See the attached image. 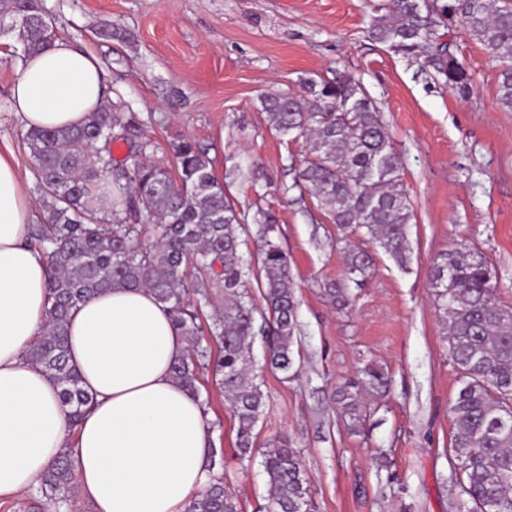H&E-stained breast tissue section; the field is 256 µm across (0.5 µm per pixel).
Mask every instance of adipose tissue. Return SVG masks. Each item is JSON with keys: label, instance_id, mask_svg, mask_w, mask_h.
<instances>
[{"label": "adipose tissue", "instance_id": "obj_1", "mask_svg": "<svg viewBox=\"0 0 512 512\" xmlns=\"http://www.w3.org/2000/svg\"><path fill=\"white\" fill-rule=\"evenodd\" d=\"M103 66L66 39L26 57L10 89L23 127H74L104 100ZM30 207L14 154L0 153V497L38 486L67 442L95 512H187L210 481L202 398L172 377L187 350L144 288L74 309L68 355L95 402L71 424L58 384L27 357L48 321L47 258L29 245Z\"/></svg>", "mask_w": 512, "mask_h": 512}]
</instances>
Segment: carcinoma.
I'll list each match as a JSON object with an SVG mask.
<instances>
[{
    "mask_svg": "<svg viewBox=\"0 0 512 512\" xmlns=\"http://www.w3.org/2000/svg\"><path fill=\"white\" fill-rule=\"evenodd\" d=\"M368 37L421 63L433 80L462 94L473 78L439 43V27L458 22L501 68L499 102L512 109V5L495 0H385L375 9ZM0 36L28 56L49 47L58 33L42 0H0ZM302 93H266L267 121L290 141L309 145L291 188L315 199L318 209L344 234L364 231L395 263L409 259L408 224L413 213L402 186L401 161L369 93L352 75L300 80ZM136 112L111 103L89 113L78 127L25 133L33 161L34 190L44 221L28 225L31 244L47 254L48 325L28 350L30 360L61 387L77 424L93 403L69 363L67 323L74 308L113 288L144 287L164 305L188 342L173 378L200 394L199 373L212 366L237 422L240 455L261 457L270 489L267 512H313L309 478L297 454L271 442L256 447L255 430L266 409L255 372L253 347H266V364L283 374L293 368L298 302L287 255L274 241L269 215L256 211L255 251L247 245L245 216L228 199L211 160L192 139L173 145L177 173L150 160L153 141ZM127 145L114 158L112 145ZM112 178V213L95 195ZM153 225L155 242L139 244ZM348 274L368 277L374 266L365 250L346 255ZM264 288V308L249 300V277ZM433 287L447 315L448 356L460 388L451 406L450 480L458 488L457 512H512V308L495 297L493 272L482 255L450 250L433 268ZM224 289V307L205 318L212 290ZM363 378L346 383L338 401L354 431L361 426L363 390H382L388 373L373 364ZM73 448H64L43 475L40 493L55 506L68 500L76 476ZM212 477L189 512H238L224 489L222 464L211 457Z\"/></svg>",
    "mask_w": 512,
    "mask_h": 512,
    "instance_id": "carcinoma-1",
    "label": "carcinoma"
}]
</instances>
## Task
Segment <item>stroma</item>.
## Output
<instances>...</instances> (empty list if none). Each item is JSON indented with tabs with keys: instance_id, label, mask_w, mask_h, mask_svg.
Instances as JSON below:
<instances>
[{
	"instance_id": "stroma-1",
	"label": "stroma",
	"mask_w": 512,
	"mask_h": 512,
	"mask_svg": "<svg viewBox=\"0 0 512 512\" xmlns=\"http://www.w3.org/2000/svg\"><path fill=\"white\" fill-rule=\"evenodd\" d=\"M379 0H44L59 37L95 52L111 102L139 113L152 157L173 166L172 146L190 138L215 156L233 203L275 219L299 301L290 377L256 368L270 396L259 443L286 440L310 479L316 512H457L448 476L454 454L450 408L460 387L448 357L445 314L430 275L451 249L489 262L495 297L512 307V110L498 101L499 69L481 45L450 24V49L469 68L460 95L417 63L369 40ZM22 53L0 39V151L24 172L34 220L35 194L24 132L10 107ZM359 78L389 128L413 210L410 254L398 266L384 252L372 276L347 274L348 247L312 198L291 190L306 144L282 141L260 95L297 88L299 79ZM339 284L350 300L327 293ZM384 367L387 391H364L363 421L352 431L336 392L367 364ZM209 396L213 443L224 485L240 512H266L259 460L241 459L237 423L223 393Z\"/></svg>"
}]
</instances>
